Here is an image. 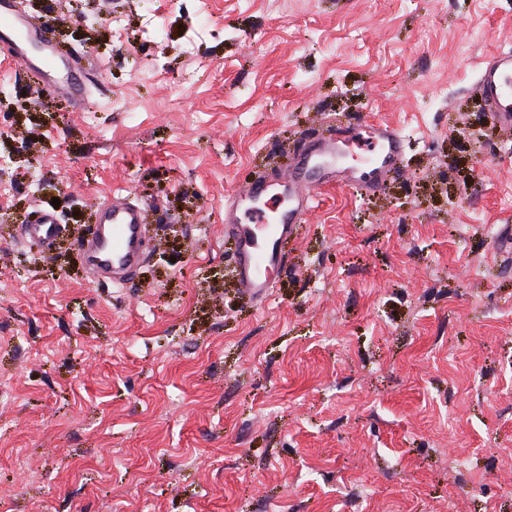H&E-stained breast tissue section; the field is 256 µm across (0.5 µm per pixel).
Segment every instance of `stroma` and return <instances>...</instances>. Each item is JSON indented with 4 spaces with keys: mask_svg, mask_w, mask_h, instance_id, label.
<instances>
[{
    "mask_svg": "<svg viewBox=\"0 0 512 512\" xmlns=\"http://www.w3.org/2000/svg\"><path fill=\"white\" fill-rule=\"evenodd\" d=\"M21 6L102 82L76 108L0 52V512H512V129L479 89L512 0ZM364 121L398 171L326 186L254 304L225 194ZM115 191L150 245L119 288L79 246ZM61 226L56 215L39 212L33 224L26 225V235L33 239H39L49 247L60 234Z\"/></svg>",
    "mask_w": 512,
    "mask_h": 512,
    "instance_id": "35a3bbf8",
    "label": "stroma"
}]
</instances>
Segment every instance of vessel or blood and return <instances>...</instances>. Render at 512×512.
I'll use <instances>...</instances> for the list:
<instances>
[{
	"label": "vessel or blood",
	"instance_id": "b4317fda",
	"mask_svg": "<svg viewBox=\"0 0 512 512\" xmlns=\"http://www.w3.org/2000/svg\"><path fill=\"white\" fill-rule=\"evenodd\" d=\"M43 25L33 23L17 8V0H0V46L19 64L30 65L26 44L42 43L40 69L64 71L53 81L58 92L82 102L99 74L80 60L64 59L45 46ZM480 90L498 120L512 125V53L490 57L479 80ZM406 139L391 125L376 122L340 130L336 138L301 150L288 172L260 178L224 197V237L232 244L237 284L255 303L272 295L282 265V246L303 223L321 186L334 181L366 192L382 188L402 161ZM353 165H344L345 157ZM143 209L131 196H114L99 209L97 223L81 246L95 281L120 286L136 275L147 258L142 237ZM61 232L56 215L39 213L26 234L52 244Z\"/></svg>",
	"mask_w": 512,
	"mask_h": 512
}]
</instances>
